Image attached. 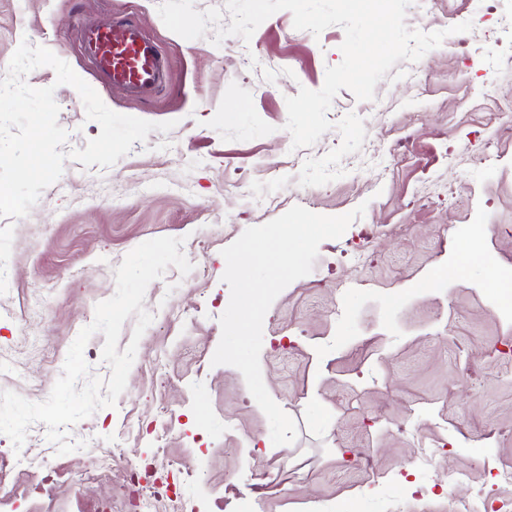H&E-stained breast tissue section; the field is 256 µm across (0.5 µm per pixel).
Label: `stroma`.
Returning a JSON list of instances; mask_svg holds the SVG:
<instances>
[{"instance_id":"35a3bbf8","label":"stroma","mask_w":512,"mask_h":512,"mask_svg":"<svg viewBox=\"0 0 512 512\" xmlns=\"http://www.w3.org/2000/svg\"><path fill=\"white\" fill-rule=\"evenodd\" d=\"M160 0H0V79L21 41L51 50L112 111L171 131L150 132L107 169L68 160L30 213L0 218V252L11 266L0 285V391L45 400L69 347L116 291L115 270L139 244L183 239L188 274L168 267L151 282L144 308L153 321L139 341L116 406L70 426L94 445L66 455L30 426L21 448L0 434V512H124L128 464L175 469L178 492L198 512H334L357 497V512H449L450 497L478 491L512 501L498 468L512 466V360L494 356L512 342V309L486 286L512 270V128L488 126L492 100L512 101V0H415L409 28L446 29L475 17L482 43L447 36L442 50L399 61L371 101L346 89L327 113L334 127L293 148L286 99L320 89L338 65L345 33L295 29L276 12L251 40L214 44V31L186 40L168 30ZM123 19L160 47L165 83L135 97L102 82L86 57L84 26ZM52 68L26 75L54 87L68 147L100 133L78 92L56 85ZM367 137L345 156L343 177L303 187V164L335 149L347 114ZM454 184V196L440 188ZM428 197H420L421 188ZM252 191L261 205L243 197ZM300 205L322 215L364 207L349 230L370 238V259L350 257L347 238L324 240L310 274L286 287L263 322L265 386L296 423L294 442L274 445L269 421L242 374L212 365L230 290L224 248L249 227ZM488 224L503 225L498 234ZM480 263L461 266V249ZM440 441L428 481L414 488L397 472L416 440ZM112 457L89 480L96 456ZM30 466L17 465V457ZM466 473L447 491L449 472Z\"/></svg>"}]
</instances>
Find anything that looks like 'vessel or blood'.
I'll return each mask as SVG.
<instances>
[{"instance_id": "vessel-or-blood-1", "label": "vessel or blood", "mask_w": 512, "mask_h": 512, "mask_svg": "<svg viewBox=\"0 0 512 512\" xmlns=\"http://www.w3.org/2000/svg\"><path fill=\"white\" fill-rule=\"evenodd\" d=\"M84 50L105 77L133 94H147L165 78L166 60L157 44L129 22L88 29Z\"/></svg>"}]
</instances>
